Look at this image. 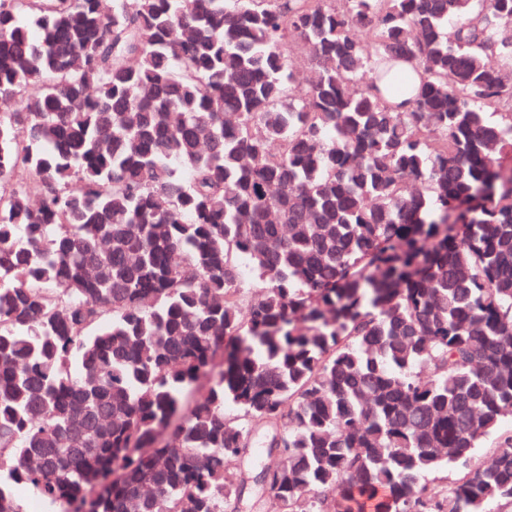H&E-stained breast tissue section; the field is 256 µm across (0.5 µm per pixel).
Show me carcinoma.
Masks as SVG:
<instances>
[{"label": "carcinoma", "mask_w": 512, "mask_h": 512, "mask_svg": "<svg viewBox=\"0 0 512 512\" xmlns=\"http://www.w3.org/2000/svg\"><path fill=\"white\" fill-rule=\"evenodd\" d=\"M511 27L0 0V512L512 506ZM289 64L293 79L298 84H305L315 73V64L302 46L290 47Z\"/></svg>", "instance_id": "cac0c4a2"}]
</instances>
